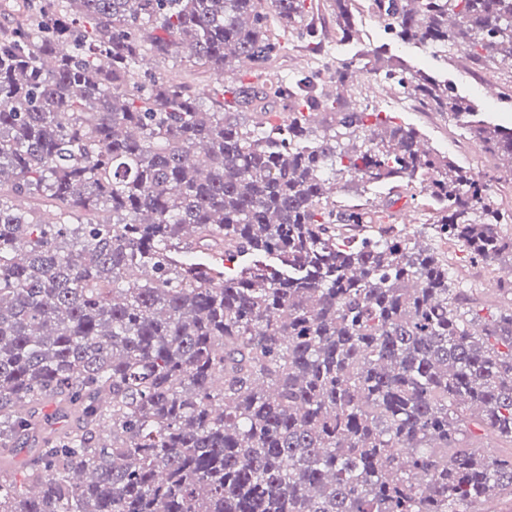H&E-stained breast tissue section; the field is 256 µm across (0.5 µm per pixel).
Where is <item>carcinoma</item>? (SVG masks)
Segmentation results:
<instances>
[{
    "instance_id": "cac0c4a2",
    "label": "carcinoma",
    "mask_w": 512,
    "mask_h": 512,
    "mask_svg": "<svg viewBox=\"0 0 512 512\" xmlns=\"http://www.w3.org/2000/svg\"><path fill=\"white\" fill-rule=\"evenodd\" d=\"M355 2L26 0L0 27V512H482L512 497V306L478 323L448 257L333 199L344 177L417 182L448 240L512 260V210L490 194L512 179V130L468 125L502 161L493 179L325 94L352 60L209 99L137 79L147 53L185 50L259 75L282 50L272 27L311 55L353 36ZM369 2L401 43L444 61L466 46L512 78V0ZM323 10L331 30L314 26ZM384 79L472 115L426 71L391 60ZM275 101L277 125L262 119ZM254 252L277 264L237 263ZM45 401L75 423L47 431ZM489 434L508 451L479 453Z\"/></svg>"
}]
</instances>
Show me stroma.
<instances>
[{
	"mask_svg": "<svg viewBox=\"0 0 512 512\" xmlns=\"http://www.w3.org/2000/svg\"><path fill=\"white\" fill-rule=\"evenodd\" d=\"M371 48L381 49L388 56L402 57L408 65L425 69L434 76L447 80L456 95L476 105L480 119L512 129V84L501 86L499 76L492 72L487 63L467 50L457 52L455 58L448 63H436L427 49L401 45L378 18L367 13L357 17L353 40L327 47L324 56L329 62L339 57L356 59L363 51ZM152 70L166 77L188 82L198 90L220 85L222 81L221 76L198 69L186 52L166 60L154 58ZM370 81L375 86L373 106L395 117L397 123L410 124L419 129L422 138L427 139L432 150L449 154L458 164L476 174H484L492 168V158L485 153L478 141L470 138L463 123L448 121L446 117L433 112L417 111L409 101L391 89L385 80L374 75ZM490 83L498 85V97H485L483 88ZM338 199L342 202L366 204L379 211L388 224L394 223L396 212L407 210L411 214V220L402 225V232L419 238L434 250L441 251L445 248L435 227L426 222L418 186L393 189L386 185H376L365 190L353 183L345 192L339 194ZM454 271L463 287L474 289L472 305L480 320L490 319L502 305L503 299L496 289L489 287L490 276L487 269L472 261L465 251L459 249L454 253Z\"/></svg>",
	"mask_w": 512,
	"mask_h": 512,
	"instance_id": "stroma-1",
	"label": "stroma"
}]
</instances>
